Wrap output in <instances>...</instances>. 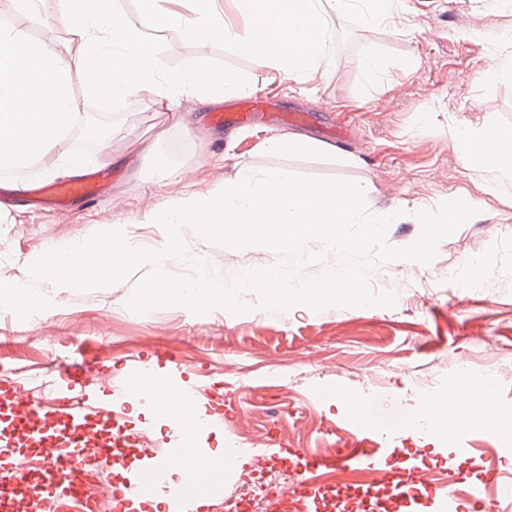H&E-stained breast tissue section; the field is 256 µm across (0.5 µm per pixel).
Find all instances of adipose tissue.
Segmentation results:
<instances>
[{"instance_id": "adipose-tissue-1", "label": "adipose tissue", "mask_w": 512, "mask_h": 512, "mask_svg": "<svg viewBox=\"0 0 512 512\" xmlns=\"http://www.w3.org/2000/svg\"><path fill=\"white\" fill-rule=\"evenodd\" d=\"M246 14L244 25L220 23L210 9V0H198L195 18L150 5L134 24L114 25L106 0H83L81 6H65L62 21L81 46L78 59H71L56 46L32 47L27 37L11 25H0V166L32 157L45 159L59 175H79L83 162L66 152V130L77 103L75 84L87 92L108 91L123 96L135 91L152 95L167 107L177 92L201 94L202 102L215 105L223 96L243 91L233 74L216 75L208 57L198 53L180 69L163 71L155 56L153 32L159 28L220 31L225 43L245 47L271 60L294 80L333 64L328 48L332 20L355 16L366 29L393 37L414 33L417 23L399 7L398 0H238ZM28 109L17 112L15 100ZM452 139L465 163L477 170L512 173V139L486 131L479 136L453 133ZM423 415L431 419L434 440L453 437L460 420L492 432H506L512 425L497 412L490 398L462 407L426 405Z\"/></svg>"}]
</instances>
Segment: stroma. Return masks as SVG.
Wrapping results in <instances>:
<instances>
[{
	"instance_id": "stroma-1",
	"label": "stroma",
	"mask_w": 512,
	"mask_h": 512,
	"mask_svg": "<svg viewBox=\"0 0 512 512\" xmlns=\"http://www.w3.org/2000/svg\"><path fill=\"white\" fill-rule=\"evenodd\" d=\"M402 6L414 15L417 32L390 38L369 31L354 48L335 47L325 76L303 82L226 45L222 37L202 47L181 31H156L164 70H177L185 58L205 51L213 69L240 75L247 93L273 95L285 113L311 109L307 126L261 116L250 127L227 129L213 124L212 107L191 94H175L166 111L146 93L110 104L78 87L74 96L85 115L109 123L112 150L129 154L128 163L102 168L96 151L85 152L87 171L103 190L90 201L72 199L65 210L33 209L17 196L0 206V244L9 256L0 274L23 279L50 240L80 241L105 224L125 225L129 238L160 248L163 229L153 218L169 198L209 195L242 165L361 183L370 213L400 208L402 215L387 234L396 247L418 237V211L479 198L478 214L440 242L436 261L398 262L402 276L393 286L395 307L317 313L299 306L240 316L169 307L138 314L125 302L147 275L143 266L121 284L86 293L42 285L54 305L36 322L0 312V360L23 377L96 360L117 388L128 387L137 369L157 367L174 384L199 389L200 402L212 409L213 427L198 440L205 452L268 434L260 465L268 475L287 471L280 457L284 447L331 455L337 442L358 434L359 420L347 405L353 397L373 426L364 446L370 452L384 448L386 469L412 463L432 470L449 488L457 482L447 474L451 467L472 483L491 469L512 476V452H504L500 434L466 422L453 440L435 445L405 429L425 405L408 375L412 369L442 394L460 371L498 369L504 378L498 401L512 411V236L503 231L512 225V174L468 169L450 137L458 126L475 135L492 129L512 136V74L495 63L496 55L512 53V40L504 38L512 31V8L501 0H403ZM60 10V0H44L40 13L14 6L0 12V20L79 55ZM370 57L380 61L382 74L364 68ZM174 111L191 115V126L174 124ZM336 124L355 125L357 139L339 146L326 141V128ZM296 132L323 142V151L267 152L271 138ZM150 136L156 139L153 152L133 155ZM488 182L496 193L484 192ZM188 244L194 255L217 257L223 279L253 260L277 259L259 246L233 251L193 237ZM473 255L486 263L478 279L452 280L439 268L449 258L466 265ZM164 351L171 365H157L156 355ZM87 398L111 407L128 428L147 435V442L129 452L136 465L168 447L172 431L149 398L119 397L104 389L88 390ZM467 447L484 454L469 460Z\"/></svg>"
}]
</instances>
